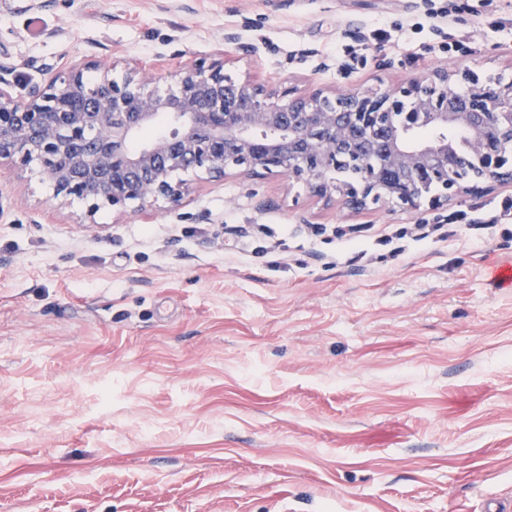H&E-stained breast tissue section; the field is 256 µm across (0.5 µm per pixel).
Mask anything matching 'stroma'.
I'll list each match as a JSON object with an SVG mask.
<instances>
[{
	"mask_svg": "<svg viewBox=\"0 0 512 512\" xmlns=\"http://www.w3.org/2000/svg\"><path fill=\"white\" fill-rule=\"evenodd\" d=\"M0 0V60L229 71L306 89L436 67L512 80V0ZM401 20L383 47L370 33ZM235 34L225 42V34ZM512 199L355 211L301 182L195 181L177 209L86 223L39 166L0 168V512H486L512 501V233L413 247L376 270L283 225L414 224ZM228 224H265L246 243ZM477 5H470L468 3L464 4H458L455 1H449L447 6L443 7V10H441L439 13L433 14V17H442V18H450L454 17L455 15L459 14L462 11H470L473 13H494L497 11L498 5L495 4L494 0H478Z\"/></svg>",
	"mask_w": 512,
	"mask_h": 512,
	"instance_id": "35a3bbf8",
	"label": "stroma"
}]
</instances>
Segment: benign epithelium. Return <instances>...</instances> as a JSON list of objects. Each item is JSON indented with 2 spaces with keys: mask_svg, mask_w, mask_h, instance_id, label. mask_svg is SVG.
<instances>
[{
  "mask_svg": "<svg viewBox=\"0 0 512 512\" xmlns=\"http://www.w3.org/2000/svg\"><path fill=\"white\" fill-rule=\"evenodd\" d=\"M225 66L222 50L174 71L127 63L118 79L107 64L65 63L16 94L15 67L0 62V164L23 171L37 161L53 199L82 202L91 223L102 209L123 216L161 201L179 207L189 180L178 173L211 182L264 173L303 182L329 201L338 196L355 210L398 201L417 208L459 194L454 186L426 200L412 194V179L448 165V128H466L473 150L488 153L486 114L512 115V81L472 72L438 68L392 88L312 84L302 92L249 73L234 77ZM416 124L440 136L421 139ZM355 126L367 129L382 163L401 174L398 184L336 186L329 161Z\"/></svg>",
  "mask_w": 512,
  "mask_h": 512,
  "instance_id": "7a95c632",
  "label": "benign epithelium"
}]
</instances>
